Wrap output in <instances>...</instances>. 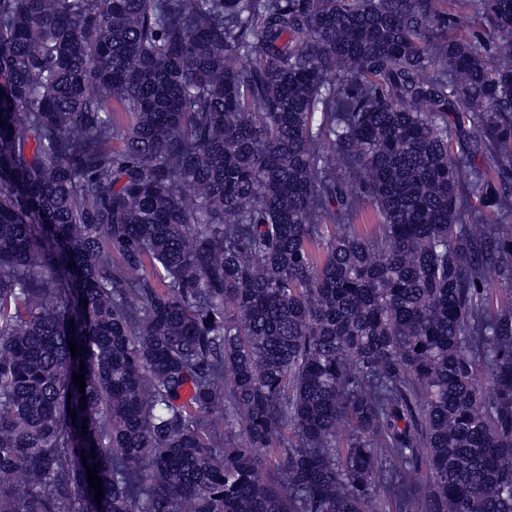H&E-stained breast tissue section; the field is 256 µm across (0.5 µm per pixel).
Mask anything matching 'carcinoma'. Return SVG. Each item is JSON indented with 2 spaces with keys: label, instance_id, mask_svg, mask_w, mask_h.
I'll list each match as a JSON object with an SVG mask.
<instances>
[{
  "label": "carcinoma",
  "instance_id": "obj_1",
  "mask_svg": "<svg viewBox=\"0 0 512 512\" xmlns=\"http://www.w3.org/2000/svg\"><path fill=\"white\" fill-rule=\"evenodd\" d=\"M455 2L0 0V512H512V0ZM480 0H464L463 4H459L460 8L449 10L451 12V19L457 31L463 35L475 36L472 37L481 51L485 54H490L492 51L491 44L486 35L487 27L482 18V7Z\"/></svg>",
  "mask_w": 512,
  "mask_h": 512
}]
</instances>
